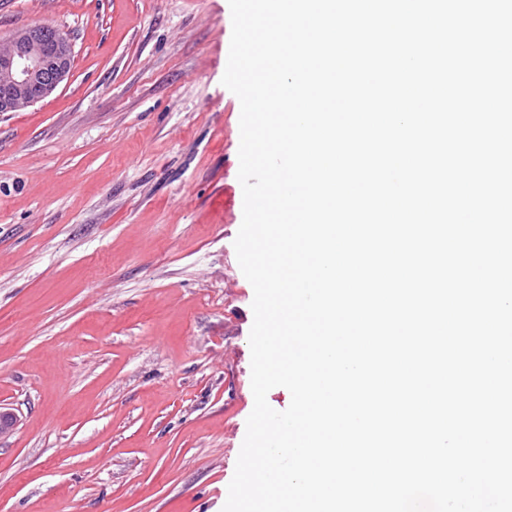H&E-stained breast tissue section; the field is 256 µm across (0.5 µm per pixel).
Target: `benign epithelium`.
Segmentation results:
<instances>
[{
  "label": "benign epithelium",
  "instance_id": "obj_1",
  "mask_svg": "<svg viewBox=\"0 0 512 512\" xmlns=\"http://www.w3.org/2000/svg\"><path fill=\"white\" fill-rule=\"evenodd\" d=\"M73 44L45 23L15 31L0 49V113L17 112L49 95L71 72Z\"/></svg>",
  "mask_w": 512,
  "mask_h": 512
}]
</instances>
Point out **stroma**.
I'll use <instances>...</instances> for the list:
<instances>
[{
  "label": "stroma",
  "instance_id": "stroma-1",
  "mask_svg": "<svg viewBox=\"0 0 512 512\" xmlns=\"http://www.w3.org/2000/svg\"><path fill=\"white\" fill-rule=\"evenodd\" d=\"M71 74L0 114V512H222L253 410L228 0H0Z\"/></svg>",
  "mask_w": 512,
  "mask_h": 512
}]
</instances>
